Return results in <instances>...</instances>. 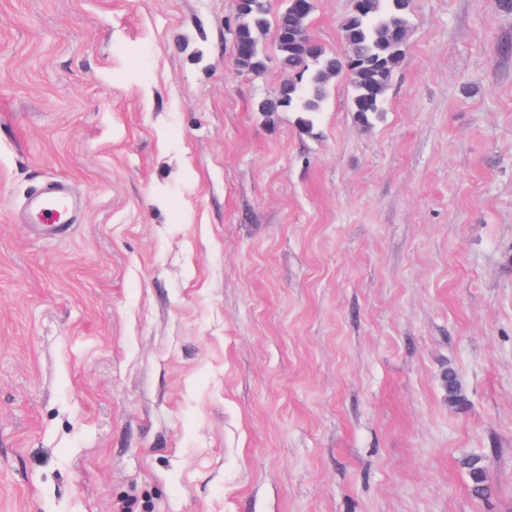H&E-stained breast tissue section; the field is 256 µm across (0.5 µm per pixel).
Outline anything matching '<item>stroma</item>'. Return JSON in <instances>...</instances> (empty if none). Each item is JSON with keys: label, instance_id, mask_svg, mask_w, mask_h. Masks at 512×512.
I'll use <instances>...</instances> for the list:
<instances>
[{"label": "stroma", "instance_id": "35a3bbf8", "mask_svg": "<svg viewBox=\"0 0 512 512\" xmlns=\"http://www.w3.org/2000/svg\"><path fill=\"white\" fill-rule=\"evenodd\" d=\"M236 4L0 0V512H512V11L411 0L304 135ZM461 465L468 474L472 494L475 497L487 495L491 487L490 470L486 460L480 455H470L462 460Z\"/></svg>", "mask_w": 512, "mask_h": 512}]
</instances>
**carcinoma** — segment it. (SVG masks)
<instances>
[{"label":"carcinoma","instance_id":"obj_1","mask_svg":"<svg viewBox=\"0 0 512 512\" xmlns=\"http://www.w3.org/2000/svg\"><path fill=\"white\" fill-rule=\"evenodd\" d=\"M410 0H356L341 24L345 51L333 54L311 34L313 0H287L278 12L271 11L269 0H239L234 35V63L240 72L257 75L267 68L268 58L260 48V37L271 31L277 55L275 62L285 74L276 96L263 99L257 111L268 120L280 112L296 114V125L312 133L317 115L327 99L329 82L356 70L351 111L358 123L369 127L384 112L387 91L403 57L407 37ZM448 402L460 404L463 394L454 371L443 375ZM474 496L490 491L489 466L480 455L461 462Z\"/></svg>","mask_w":512,"mask_h":512}]
</instances>
